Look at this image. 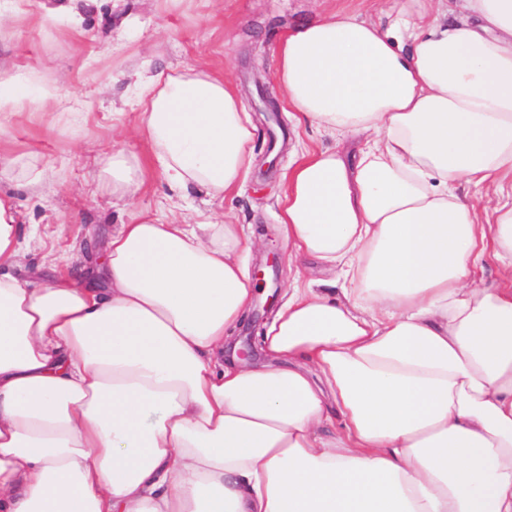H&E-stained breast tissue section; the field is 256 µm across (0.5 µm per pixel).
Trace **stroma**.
<instances>
[{"instance_id": "35a3bbf8", "label": "stroma", "mask_w": 512, "mask_h": 512, "mask_svg": "<svg viewBox=\"0 0 512 512\" xmlns=\"http://www.w3.org/2000/svg\"><path fill=\"white\" fill-rule=\"evenodd\" d=\"M55 0H20L15 14L0 17V67L22 73L45 67L47 80L63 100L54 111L29 103L17 113L0 105V149L21 162L45 165V187L31 192L20 182L8 186L20 224L41 229V248L29 256L23 273L31 281H52L40 257L67 250L84 257L95 240L113 225L142 214L165 220L180 208L188 221L198 212L232 217L259 241L250 263L276 253L272 276L280 288L301 276L324 278L312 259H289L290 247L278 214L279 184L284 173L309 151L334 147L343 155L360 143L352 136L331 135L299 122L274 80V49L284 28L299 26L331 9L382 22L378 0H93L79 27L67 21L46 26L42 15ZM147 64L150 71L194 65L228 73L243 95L255 125V165L241 189L221 200L203 190L171 191L153 163L149 145L136 133L139 109L123 74ZM85 120L74 124L72 111ZM121 144L136 153L144 174L141 191L131 199L98 192L100 154L111 147L113 128Z\"/></svg>"}]
</instances>
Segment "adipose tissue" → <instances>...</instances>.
<instances>
[{"label": "adipose tissue", "mask_w": 512, "mask_h": 512, "mask_svg": "<svg viewBox=\"0 0 512 512\" xmlns=\"http://www.w3.org/2000/svg\"><path fill=\"white\" fill-rule=\"evenodd\" d=\"M386 24L333 10L287 28L276 83L310 125L362 141L285 177L290 285L225 358L257 284L232 221L117 225L94 272L16 276L0 188V512H512V0H390ZM138 132L170 188L220 199L254 162L221 73H130ZM53 103L35 70L0 103ZM142 167L107 155L100 192ZM474 188V197L458 192ZM500 280L474 283L486 255Z\"/></svg>", "instance_id": "adipose-tissue-1"}]
</instances>
